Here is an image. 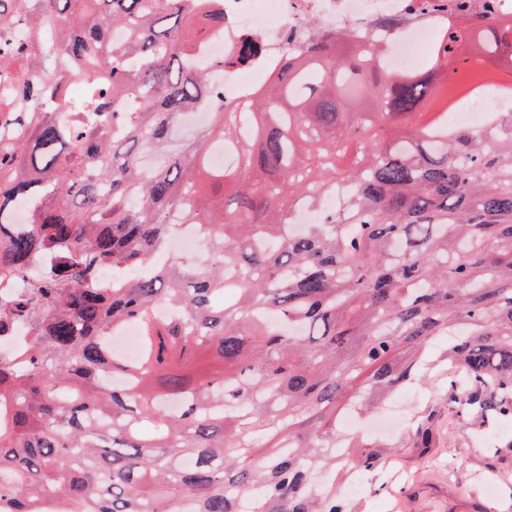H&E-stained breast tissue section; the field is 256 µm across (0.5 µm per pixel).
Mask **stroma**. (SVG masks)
I'll use <instances>...</instances> for the list:
<instances>
[{"instance_id":"35a3bbf8","label":"stroma","mask_w":512,"mask_h":512,"mask_svg":"<svg viewBox=\"0 0 512 512\" xmlns=\"http://www.w3.org/2000/svg\"><path fill=\"white\" fill-rule=\"evenodd\" d=\"M403 422L389 439L390 456L401 478L386 470L365 475L366 490L349 500L350 512H388L390 496H399V512H512V421H484L448 408L443 381L417 385L405 392ZM432 426L436 441L420 458L414 441L421 421ZM495 494H488V487Z\"/></svg>"}]
</instances>
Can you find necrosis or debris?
Wrapping results in <instances>:
<instances>
[{
    "mask_svg": "<svg viewBox=\"0 0 512 512\" xmlns=\"http://www.w3.org/2000/svg\"><path fill=\"white\" fill-rule=\"evenodd\" d=\"M224 29L197 45L187 57L197 71L206 73L213 86L223 89L224 101L239 106L265 90L288 50L281 36L288 31L305 35L309 18L354 29L361 43L381 49L387 73L416 69L422 50L432 46L440 26L454 22L448 12L414 10L411 0H221ZM406 17L392 30L376 26L383 16ZM258 50L244 65L218 69L217 59L240 54L247 41Z\"/></svg>",
    "mask_w": 512,
    "mask_h": 512,
    "instance_id": "necrosis-or-debris-1",
    "label": "necrosis or debris"
}]
</instances>
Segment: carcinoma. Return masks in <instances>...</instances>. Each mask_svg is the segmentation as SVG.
<instances>
[{
    "instance_id": "obj_1",
    "label": "carcinoma",
    "mask_w": 512,
    "mask_h": 512,
    "mask_svg": "<svg viewBox=\"0 0 512 512\" xmlns=\"http://www.w3.org/2000/svg\"><path fill=\"white\" fill-rule=\"evenodd\" d=\"M208 2L0 0V335L31 336L0 362L8 512H240L256 494L253 512H348L313 476L385 458L337 432L338 412L428 380L441 342L448 402L512 419V118L449 122L512 101L489 77L512 66V18L444 0L460 22L399 75L317 24L259 98L182 138L186 110L224 99L185 64L224 30ZM217 148L234 164L213 167ZM340 186L343 209H320ZM303 201L318 216L293 232ZM174 216L222 265L149 266ZM22 273L27 292H4ZM129 323L131 362L103 341Z\"/></svg>"
}]
</instances>
